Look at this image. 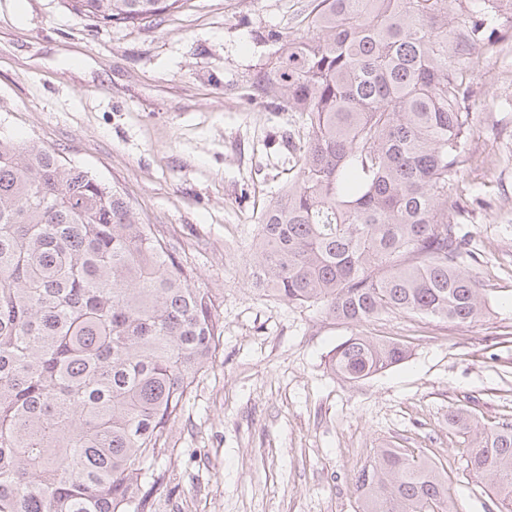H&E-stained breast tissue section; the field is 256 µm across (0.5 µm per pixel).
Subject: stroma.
Here are the masks:
<instances>
[{
	"instance_id": "35a3bbf8",
	"label": "stroma",
	"mask_w": 512,
	"mask_h": 512,
	"mask_svg": "<svg viewBox=\"0 0 512 512\" xmlns=\"http://www.w3.org/2000/svg\"><path fill=\"white\" fill-rule=\"evenodd\" d=\"M314 6L187 0L144 28L95 25L63 0H0V137L56 149L119 190L216 298L223 343L172 426L156 512H358L353 476L379 448L436 463L455 512H498L448 414L512 422V28L466 73L462 266L482 313L467 325L401 313L352 324L245 274L303 135L299 113L254 85L284 41L307 35ZM352 336L400 342L409 357L345 380L331 358Z\"/></svg>"
}]
</instances>
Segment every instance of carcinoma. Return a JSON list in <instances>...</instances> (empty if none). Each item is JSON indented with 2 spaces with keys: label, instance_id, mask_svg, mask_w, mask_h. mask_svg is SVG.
Returning a JSON list of instances; mask_svg holds the SVG:
<instances>
[{
  "label": "carcinoma",
  "instance_id": "carcinoma-1",
  "mask_svg": "<svg viewBox=\"0 0 512 512\" xmlns=\"http://www.w3.org/2000/svg\"><path fill=\"white\" fill-rule=\"evenodd\" d=\"M491 0H317L255 90L306 130L294 178L261 212L246 274L344 322L389 313L459 325L481 313L462 268L473 111L461 68L498 26ZM98 25H152L184 0H65ZM126 196L51 148L0 139V512H155L170 425L222 343L195 285ZM398 342L352 336L332 368L361 380ZM476 432L474 474L512 512V423ZM359 512H451L427 458L380 448L353 480Z\"/></svg>",
  "mask_w": 512,
  "mask_h": 512
}]
</instances>
